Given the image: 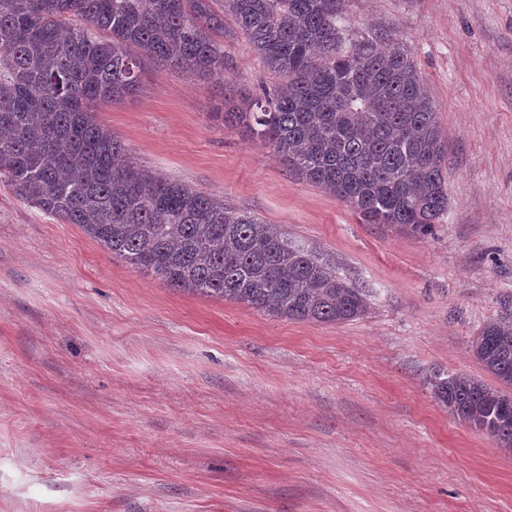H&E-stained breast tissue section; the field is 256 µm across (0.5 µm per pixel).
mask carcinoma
<instances>
[{
  "instance_id": "cac0c4a2",
  "label": "carcinoma",
  "mask_w": 512,
  "mask_h": 512,
  "mask_svg": "<svg viewBox=\"0 0 512 512\" xmlns=\"http://www.w3.org/2000/svg\"><path fill=\"white\" fill-rule=\"evenodd\" d=\"M344 0H0V180L169 287L297 322L364 316L369 291L319 253L132 161L95 106L134 96L142 60L226 81L231 17L282 81L224 94V121L268 143L368 224L425 234L448 210V146L410 49L349 37ZM474 353L500 386L431 380L458 420L512 449V313Z\"/></svg>"
}]
</instances>
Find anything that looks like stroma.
Returning <instances> with one entry per match:
<instances>
[{
	"label": "stroma",
	"instance_id": "obj_1",
	"mask_svg": "<svg viewBox=\"0 0 512 512\" xmlns=\"http://www.w3.org/2000/svg\"><path fill=\"white\" fill-rule=\"evenodd\" d=\"M410 48L448 143L431 232L366 223L260 139L223 84L152 60L97 119L145 168L279 225L371 292L344 323L171 289L0 182V512H512V451L435 374L512 305V0H345ZM237 86L273 87L224 23Z\"/></svg>",
	"mask_w": 512,
	"mask_h": 512
}]
</instances>
